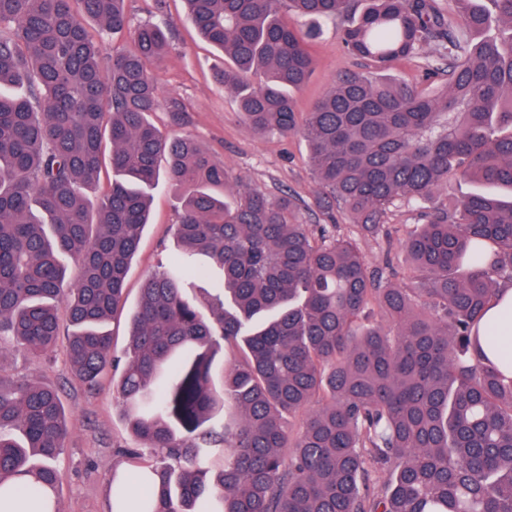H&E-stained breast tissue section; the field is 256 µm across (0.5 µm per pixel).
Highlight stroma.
Wrapping results in <instances>:
<instances>
[{"label":"stroma","instance_id":"35a3bbf8","mask_svg":"<svg viewBox=\"0 0 512 512\" xmlns=\"http://www.w3.org/2000/svg\"><path fill=\"white\" fill-rule=\"evenodd\" d=\"M126 9L134 21L170 27V46L149 69L161 97L184 102L189 122L173 127L167 112L160 110L151 116L155 125L172 135L182 132L194 137L224 163L233 181L260 188L274 197L285 192L293 195L303 223L330 222L337 233L351 231L352 225L342 211L327 216L314 206L315 183L305 143L296 136H260L243 123L236 98L213 77L214 68L223 66L224 55L204 41L186 20L183 0H127ZM336 28L335 22L324 23L311 44L316 65L307 83L293 93L298 111H307L338 72L361 67L360 59L345 51ZM152 195L150 222L126 279L125 308L109 327L118 351L127 344L143 281L179 251L172 231L178 221L177 193L162 182ZM0 374L15 381L37 380L59 391L69 425L65 447L56 463L60 512H112V473L125 468L124 450L138 447L139 442L123 420L111 375H103L95 388H87L60 349L40 359L21 351H1Z\"/></svg>","mask_w":512,"mask_h":512}]
</instances>
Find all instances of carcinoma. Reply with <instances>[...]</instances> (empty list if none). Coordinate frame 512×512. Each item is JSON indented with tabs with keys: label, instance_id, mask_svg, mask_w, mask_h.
Instances as JSON below:
<instances>
[{
	"label": "carcinoma",
	"instance_id": "obj_1",
	"mask_svg": "<svg viewBox=\"0 0 512 512\" xmlns=\"http://www.w3.org/2000/svg\"><path fill=\"white\" fill-rule=\"evenodd\" d=\"M184 2L224 52L216 79L248 129L305 141L315 205L346 212L353 235L300 223L288 194L230 185L193 137L149 122L188 110L160 99L148 64L165 34L125 0H0V86L29 88L0 94V349L48 356L64 335L89 386L118 374L149 454L125 450L113 512H512V362L483 325L512 287V0ZM289 11L348 18L338 36L371 67L338 74L306 112L291 91L314 70L316 30ZM417 58L439 85L389 74ZM105 143L112 182L92 205ZM161 174L182 251L144 281L117 354L108 324ZM451 176L485 190L443 204ZM402 204L424 223L398 237L395 283L358 240ZM199 256L222 273L210 317L185 293ZM68 433L55 388L0 373V512H60Z\"/></svg>",
	"mask_w": 512,
	"mask_h": 512
}]
</instances>
